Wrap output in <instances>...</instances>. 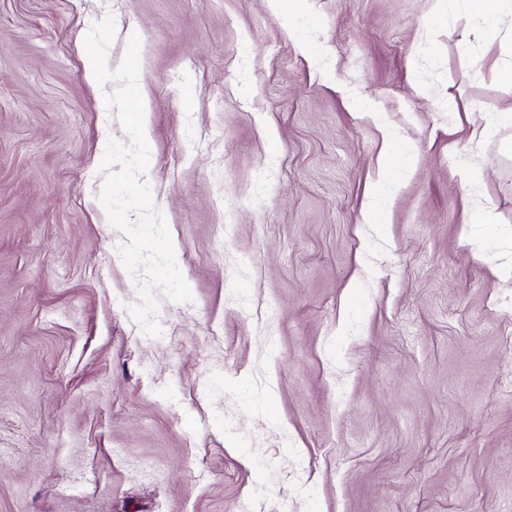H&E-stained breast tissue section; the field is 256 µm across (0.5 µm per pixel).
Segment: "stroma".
<instances>
[{
  "label": "stroma",
  "mask_w": 512,
  "mask_h": 512,
  "mask_svg": "<svg viewBox=\"0 0 512 512\" xmlns=\"http://www.w3.org/2000/svg\"><path fill=\"white\" fill-rule=\"evenodd\" d=\"M109 16L193 294L158 337L99 201ZM477 25L0 0V512H512V28Z\"/></svg>",
  "instance_id": "obj_1"
}]
</instances>
